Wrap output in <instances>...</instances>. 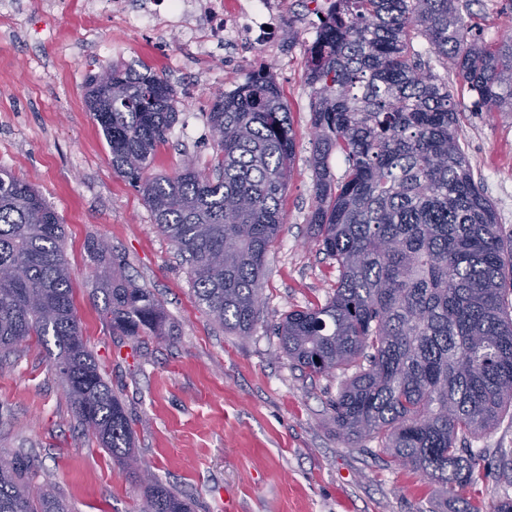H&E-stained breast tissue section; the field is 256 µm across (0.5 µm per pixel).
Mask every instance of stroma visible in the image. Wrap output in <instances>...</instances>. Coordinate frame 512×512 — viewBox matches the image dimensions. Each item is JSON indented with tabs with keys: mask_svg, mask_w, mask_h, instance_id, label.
I'll list each match as a JSON object with an SVG mask.
<instances>
[{
	"mask_svg": "<svg viewBox=\"0 0 512 512\" xmlns=\"http://www.w3.org/2000/svg\"><path fill=\"white\" fill-rule=\"evenodd\" d=\"M0 13V170L32 181L66 232L83 335L136 425L143 469L191 498L195 512H444L443 488L391 462L378 443L350 448L331 402L343 378L305 376L278 352L273 328L289 311L325 303L336 263L308 238L315 174L310 163L311 90L305 80L319 23L309 0H292L294 38L277 53L217 45L197 55L174 30L151 35L97 16L83 26V0H10ZM476 34L512 37V0H473ZM147 66L178 93V119L153 171L171 174L214 153L207 122L217 96L269 67L291 112L295 158L281 202L283 230L266 258L263 317L239 336L199 305L186 264L159 234L140 192L112 170L111 154L85 99L89 74ZM461 102L460 141L503 236L512 235V112H489L454 68L432 61ZM108 242L126 275L162 300L175 333L116 336L92 296L89 240ZM483 474L466 496L475 512L512 497L495 455L512 448V419L468 441ZM30 455L75 512H137L143 488L74 417L43 347L0 364V459Z\"/></svg>",
	"mask_w": 512,
	"mask_h": 512,
	"instance_id": "stroma-1",
	"label": "stroma"
}]
</instances>
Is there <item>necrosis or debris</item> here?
<instances>
[{
	"mask_svg": "<svg viewBox=\"0 0 512 512\" xmlns=\"http://www.w3.org/2000/svg\"><path fill=\"white\" fill-rule=\"evenodd\" d=\"M117 21L136 30L155 28L163 22L178 28L184 39L201 50L211 45H246L264 40L267 48L278 46L272 19H287L289 0H111Z\"/></svg>",
	"mask_w": 512,
	"mask_h": 512,
	"instance_id": "1",
	"label": "necrosis or debris"
}]
</instances>
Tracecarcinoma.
<instances>
[{
  "mask_svg": "<svg viewBox=\"0 0 512 512\" xmlns=\"http://www.w3.org/2000/svg\"><path fill=\"white\" fill-rule=\"evenodd\" d=\"M306 80L312 89V239L336 261L325 303L288 312L279 352L305 374L352 372L332 401L349 446L377 441L392 462L463 503L478 477L468 438L512 413V242L482 193L456 128L459 103L415 50L425 37L489 112H512V39L489 45L456 0H330L319 17ZM112 82L97 112L112 170L138 188L158 232L188 265L193 291L222 328L247 336L260 318L265 259L283 228L280 201L295 157L283 92L249 75L216 98L210 168L189 162L154 175L157 147L177 119L174 88L150 69L111 65L86 88ZM344 157L342 180L332 155ZM93 299L121 336H168L150 289L123 274L107 245L87 244ZM47 348L76 418L138 474L133 421L100 370L77 317L65 232L26 178L0 172V351ZM25 454L0 467V512H70L35 485ZM154 480L140 512H191Z\"/></svg>",
  "mask_w": 512,
  "mask_h": 512,
  "instance_id": "1",
  "label": "carcinoma"
}]
</instances>
